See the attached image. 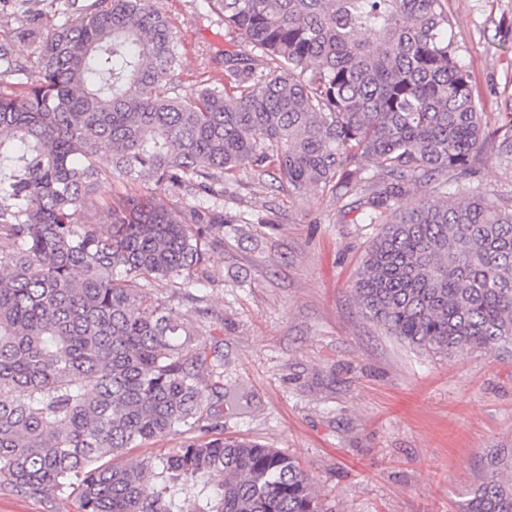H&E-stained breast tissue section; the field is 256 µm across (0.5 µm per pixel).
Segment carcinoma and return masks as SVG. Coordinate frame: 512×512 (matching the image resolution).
<instances>
[{
	"instance_id": "cac0c4a2",
	"label": "carcinoma",
	"mask_w": 512,
	"mask_h": 512,
	"mask_svg": "<svg viewBox=\"0 0 512 512\" xmlns=\"http://www.w3.org/2000/svg\"><path fill=\"white\" fill-rule=\"evenodd\" d=\"M209 5L249 46L224 57L222 88L179 93L175 34L149 0H94L42 44L24 91H0V481L29 497L328 512L297 458L258 441L126 458L196 427L205 387L243 409L224 355L151 286L206 287L204 225L224 223V182L245 173L383 225L354 292L389 335L444 357L512 347V197L466 182L487 148L512 162V112L491 129L478 111L445 0ZM151 182L176 203L156 206ZM459 512H512V448Z\"/></svg>"
}]
</instances>
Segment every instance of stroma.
<instances>
[{
	"label": "stroma",
	"instance_id": "stroma-1",
	"mask_svg": "<svg viewBox=\"0 0 512 512\" xmlns=\"http://www.w3.org/2000/svg\"><path fill=\"white\" fill-rule=\"evenodd\" d=\"M474 101L489 117L512 109V0H446ZM175 27L182 92L224 84V55L246 42L224 33L207 0H151ZM67 18L60 0H0V49L30 82L43 40ZM472 186L512 195V168L489 152ZM380 231L343 224L327 198H284L271 177L224 192V221L206 228L209 283L195 300L156 284L186 313L195 341L224 354L232 413L204 393L194 430L131 449L158 456L186 441L238 436L296 457L334 512H457L484 461L512 448V352L421 354L363 317L357 269ZM0 512H79L74 498L35 499L0 485Z\"/></svg>",
	"mask_w": 512,
	"mask_h": 512
}]
</instances>
